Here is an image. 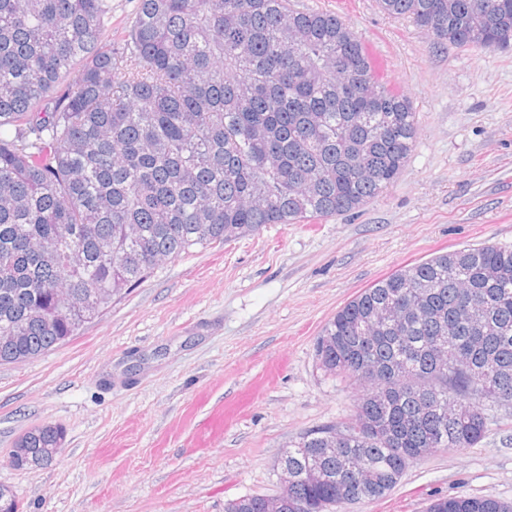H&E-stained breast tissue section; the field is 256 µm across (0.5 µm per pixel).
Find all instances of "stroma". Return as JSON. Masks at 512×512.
Wrapping results in <instances>:
<instances>
[{"label":"stroma","mask_w":512,"mask_h":512,"mask_svg":"<svg viewBox=\"0 0 512 512\" xmlns=\"http://www.w3.org/2000/svg\"><path fill=\"white\" fill-rule=\"evenodd\" d=\"M336 13L418 120L399 178L358 211L267 224L197 247L70 341L0 364V485L19 512H224L275 496L279 459L351 421L361 386L326 374L314 344L365 288L434 255L512 247V46L434 45L378 0H291ZM476 446L412 461L386 497L340 512H426L435 498L512 502V408L486 403ZM52 424L55 460L19 469L15 440Z\"/></svg>","instance_id":"35a3bbf8"}]
</instances>
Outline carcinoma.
<instances>
[{
    "instance_id": "cac0c4a2",
    "label": "carcinoma",
    "mask_w": 512,
    "mask_h": 512,
    "mask_svg": "<svg viewBox=\"0 0 512 512\" xmlns=\"http://www.w3.org/2000/svg\"><path fill=\"white\" fill-rule=\"evenodd\" d=\"M378 2L438 44L512 37V0ZM417 129L332 13L136 0L114 42L112 0H0V363L69 341L160 257L362 207L401 174ZM315 356L364 393L351 422L280 459L296 476L288 502L382 499L431 449L480 443L484 402L512 408V249L443 253L377 281L325 324ZM338 430L349 438L322 455ZM61 442L46 424L19 446L43 462ZM427 512L512 504L440 497Z\"/></svg>"
}]
</instances>
